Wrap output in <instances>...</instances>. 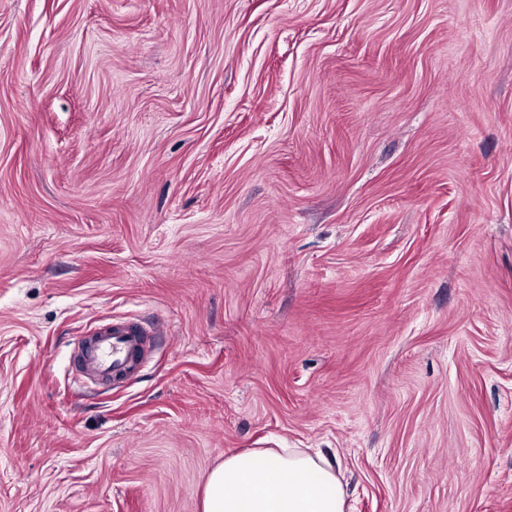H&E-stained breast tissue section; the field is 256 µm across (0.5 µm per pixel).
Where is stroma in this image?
I'll return each mask as SVG.
<instances>
[{
	"mask_svg": "<svg viewBox=\"0 0 512 512\" xmlns=\"http://www.w3.org/2000/svg\"><path fill=\"white\" fill-rule=\"evenodd\" d=\"M253 448L512 512V0H0V512H199ZM95 335L96 352L90 360L81 359L80 367L85 373L100 379L130 369L134 357L145 346V333L135 323L105 325Z\"/></svg>",
	"mask_w": 512,
	"mask_h": 512,
	"instance_id": "stroma-1",
	"label": "stroma"
}]
</instances>
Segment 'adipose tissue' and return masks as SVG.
I'll use <instances>...</instances> for the list:
<instances>
[{
    "mask_svg": "<svg viewBox=\"0 0 512 512\" xmlns=\"http://www.w3.org/2000/svg\"><path fill=\"white\" fill-rule=\"evenodd\" d=\"M343 484L321 453L258 449L225 456L208 473L202 512H346Z\"/></svg>",
    "mask_w": 512,
    "mask_h": 512,
    "instance_id": "adipose-tissue-1",
    "label": "adipose tissue"
}]
</instances>
